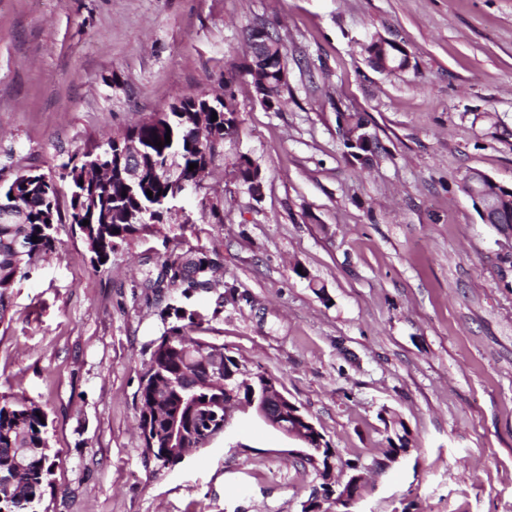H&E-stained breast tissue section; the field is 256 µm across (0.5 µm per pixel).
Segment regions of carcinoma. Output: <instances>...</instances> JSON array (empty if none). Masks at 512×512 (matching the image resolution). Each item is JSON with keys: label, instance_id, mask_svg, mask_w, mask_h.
<instances>
[{"label": "carcinoma", "instance_id": "cac0c4a2", "mask_svg": "<svg viewBox=\"0 0 512 512\" xmlns=\"http://www.w3.org/2000/svg\"><path fill=\"white\" fill-rule=\"evenodd\" d=\"M268 92L261 104L268 109L280 105L283 87L278 73L270 74ZM137 136L144 164L164 167L171 162L180 168L185 179L196 171L189 164L215 162L213 145L202 148L189 140L179 125V116L170 117L168 127L138 124L116 132L107 141L62 165L70 181V219L76 221V210L83 211L86 226L78 225L92 262L110 259L118 244L133 236L153 232L161 216L174 199L167 183L155 177L129 187L120 179L95 177L87 185L80 184L84 161L91 157L106 170L118 168L126 139ZM163 141L162 147L154 145ZM153 196H148L147 191ZM10 209L13 215L0 217V319L6 310L5 301L17 279L26 276L39 260L55 248L54 224L61 221L55 185L40 182L32 186L29 195L10 198V192L0 188V211ZM119 233H114V230ZM38 237L32 241V237ZM203 264L217 271L219 263L203 247L183 249L174 246L161 257V269L156 284H166L177 291L178 305L167 304L160 312L166 324L162 335L149 344L148 374L141 377L139 398L142 404L139 429L146 452L163 464L172 460L167 451L179 445L184 434L221 431L224 422V352L222 345L189 331L204 322V315L190 302V294L202 287L193 274ZM219 374H207V370ZM203 376L202 385L193 392L172 386L186 373ZM46 414L33 402L0 399V512H36L41 502L43 486L51 473V461L46 437ZM24 465L16 462L17 454Z\"/></svg>", "mask_w": 512, "mask_h": 512}]
</instances>
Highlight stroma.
<instances>
[{"instance_id":"stroma-1","label":"stroma","mask_w":512,"mask_h":512,"mask_svg":"<svg viewBox=\"0 0 512 512\" xmlns=\"http://www.w3.org/2000/svg\"><path fill=\"white\" fill-rule=\"evenodd\" d=\"M286 48L280 109L250 29ZM409 66L375 69L365 45ZM239 113L204 197L220 224H160L94 265L70 222L0 320V396L38 404L58 459L38 512H304L322 480L254 410L175 466L145 451L137 391L164 326L167 248L216 252L200 336L277 379L368 482L353 512H512V226L463 188L512 184V0H0V182L61 166L176 98ZM360 114L370 152L344 144ZM260 167L252 197L230 179ZM403 440L396 462L387 453ZM463 183L466 193L480 208L484 223H512V210L507 214V212L503 210L500 204L496 201V198H499L498 195L502 196L501 190H503V192H510L512 199L511 187L497 183L487 174L477 169L469 170L464 176ZM508 215V223H504V221L508 218Z\"/></svg>"}]
</instances>
